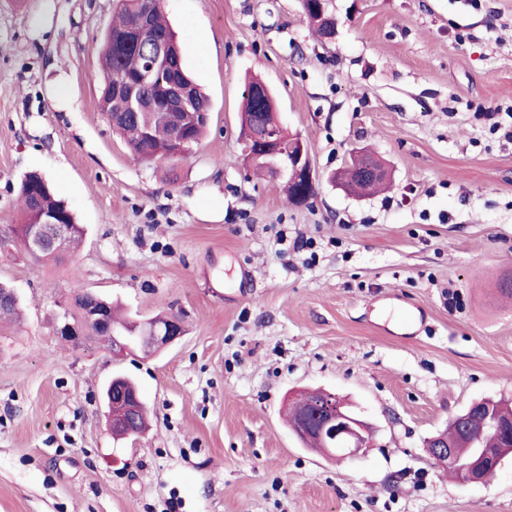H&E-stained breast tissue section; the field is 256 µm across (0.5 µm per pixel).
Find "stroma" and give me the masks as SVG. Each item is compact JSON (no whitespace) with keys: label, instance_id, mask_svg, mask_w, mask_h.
Returning a JSON list of instances; mask_svg holds the SVG:
<instances>
[{"label":"stroma","instance_id":"35a3bbf8","mask_svg":"<svg viewBox=\"0 0 512 512\" xmlns=\"http://www.w3.org/2000/svg\"><path fill=\"white\" fill-rule=\"evenodd\" d=\"M116 0H0V226L39 172L86 228L42 267L0 252L23 318L0 325V512H512V458L464 486L425 443L484 398L512 400V0H329L323 39L299 0H166L212 103L177 161L135 160L98 105L96 40ZM273 92L316 192L245 162L246 84ZM367 149L390 189L334 176ZM80 287L138 319L180 312L152 357L52 331ZM413 303L429 329L397 338ZM132 378L150 411L113 439L102 391ZM321 389L372 431L353 459L305 448L287 408Z\"/></svg>","mask_w":512,"mask_h":512}]
</instances>
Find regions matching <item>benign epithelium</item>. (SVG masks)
I'll use <instances>...</instances> for the list:
<instances>
[{"label": "benign epithelium", "mask_w": 512, "mask_h": 512, "mask_svg": "<svg viewBox=\"0 0 512 512\" xmlns=\"http://www.w3.org/2000/svg\"><path fill=\"white\" fill-rule=\"evenodd\" d=\"M149 57L148 68L133 83L118 84L114 91L128 98L131 111L137 113L145 107V99L140 86L159 83L165 90V119L171 125V156L178 159L183 156L188 144L189 124L210 120L209 112L196 106V97L191 85L185 83L172 66L180 56V49L165 39H149L143 41ZM270 159L274 178L284 179L298 191L302 199L315 190V177L311 167L306 144L299 137H288L282 126L277 125L267 131L265 140L255 145L245 140L244 160L253 165L260 158ZM357 168L360 176L368 181H375L384 176V169L365 162V156L357 155ZM66 230L49 229L45 224H32L28 228L24 241V249L29 253L46 252L63 253L66 249ZM82 309L87 320L100 327L110 325L109 303L98 293L86 291L81 297ZM68 304L61 305L53 325V330L61 339L84 344L87 337L69 321ZM183 335L181 318L171 315L161 322L148 320L144 323L143 334L139 337V346L150 350H160L178 341ZM112 356L121 358L133 352L131 340L120 334L112 336L110 346ZM128 399L138 402V394L129 395L120 388L107 386L104 402L107 407L106 425L112 435L126 438L138 434L133 414L116 420L112 418V399ZM292 429L295 436L302 440L312 437L324 443L336 446V455L345 459L355 457L367 447L368 424L353 417L346 410V403L339 397L325 392L322 399L310 407L295 414ZM427 453L433 465L443 470H454L460 476L463 485H486L488 477L477 464V459L466 454L457 453L448 448V438L440 434L426 444Z\"/></svg>", "instance_id": "1"}]
</instances>
